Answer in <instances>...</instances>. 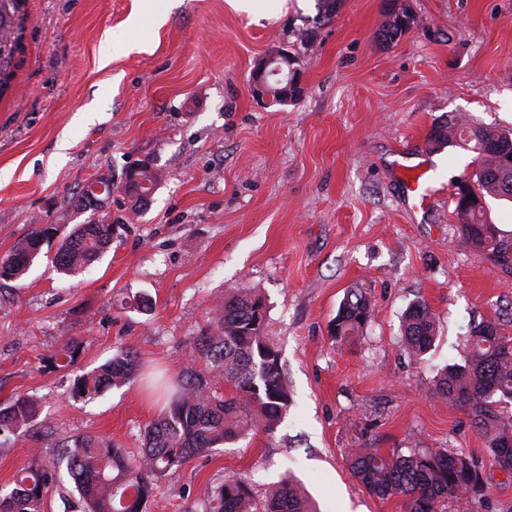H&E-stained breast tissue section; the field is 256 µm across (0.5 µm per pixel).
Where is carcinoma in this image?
Wrapping results in <instances>:
<instances>
[{
	"label": "carcinoma",
	"mask_w": 512,
	"mask_h": 512,
	"mask_svg": "<svg viewBox=\"0 0 512 512\" xmlns=\"http://www.w3.org/2000/svg\"><path fill=\"white\" fill-rule=\"evenodd\" d=\"M26 0H0V96L11 86L23 54ZM414 17L403 3L392 0L378 36L390 44L408 30ZM469 146L475 165L470 181L474 195L512 202V130L464 126L457 118L433 127L427 144L433 151L458 143ZM484 207L456 209L462 242L489 250L501 262L512 261V247L504 240L487 243L499 234L483 218ZM108 213H90L61 240L52 259L55 271L75 276L92 266L112 241ZM56 227L43 224L0 258V281L21 279L41 254L42 243ZM265 307L261 295L243 288L224 297L217 332L197 339L199 355L212 376L230 389L225 396L206 390L207 381L186 372L170 386L168 411L146 428L145 448L132 459L123 448L78 437L61 445L63 453L52 469L29 466L0 485V512H43L44 500L65 471L86 505V512H143L153 481L242 436L273 431L288 408L290 394L280 351L265 336V319L255 322L256 308ZM372 314L368 297L359 289L348 292L335 317V337L343 340L363 333ZM436 331L433 314L425 303L409 307L402 324L404 348L420 357L432 346ZM78 346L67 339L49 357L56 368L74 364ZM139 370L134 352L115 353L98 371L76 379L74 391L93 399L106 389L129 383ZM434 394L469 409L474 427L483 437L498 466L512 465V415L498 404L512 402V337L501 334L499 324L485 320L469 328L461 362L439 373ZM499 400H494V396ZM38 400L19 394L0 404V435H14L37 425ZM350 468L368 491L381 498L400 497L405 512H445L456 503L460 512H472L470 497L485 489L481 472L465 454L418 450L386 456L377 448H357ZM203 512H310L299 487L288 479L271 486L259 506L243 477L230 476L203 492Z\"/></svg>",
	"instance_id": "carcinoma-1"
}]
</instances>
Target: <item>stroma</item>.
Returning <instances> with one entry per match:
<instances>
[{"label":"stroma","instance_id":"stroma-1","mask_svg":"<svg viewBox=\"0 0 512 512\" xmlns=\"http://www.w3.org/2000/svg\"><path fill=\"white\" fill-rule=\"evenodd\" d=\"M414 24L393 43L378 30L389 0H286L271 17L227 0H150L152 19L126 20L139 0H27L23 62L0 96V257L43 224L58 227L20 280L0 285V402L35 397L45 425L0 443V485L37 463L45 439L89 437L139 455L165 409L153 379L208 376L196 339L225 294L256 289L265 334L280 351L293 402L274 432L257 431L159 479L144 512H197L206 486L246 477L256 502L284 478L314 512H403L349 468L369 443L387 454L469 453L486 482L476 512H512V475L496 465L467 408L437 399L434 379L462 359L468 324L494 319L512 336V267L463 245L454 181L472 152L429 150L434 125L512 129V0H406ZM112 62L99 65L101 42ZM283 50L304 91L284 105L251 91L258 62ZM427 158L437 201L414 206L397 167ZM146 162L162 180L149 207L120 222L82 275L51 268L78 220L74 193L99 173L122 182ZM374 312L363 335L333 336L347 289ZM430 307L436 340L410 356L401 319ZM79 352L54 368L65 339ZM120 348L141 370L86 400L75 380Z\"/></svg>","mask_w":512,"mask_h":512}]
</instances>
